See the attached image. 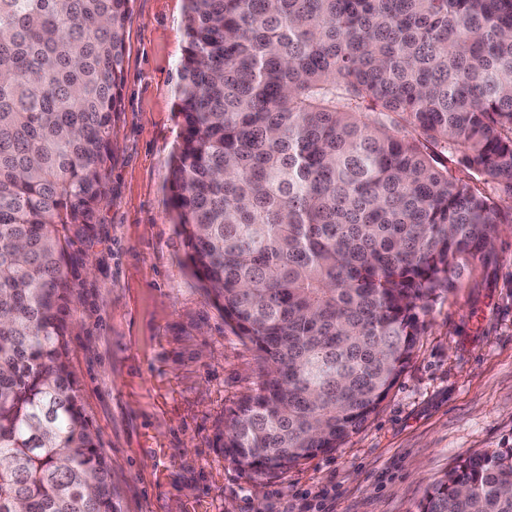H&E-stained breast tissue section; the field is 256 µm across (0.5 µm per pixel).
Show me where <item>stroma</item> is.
Here are the masks:
<instances>
[{
  "label": "stroma",
  "mask_w": 512,
  "mask_h": 512,
  "mask_svg": "<svg viewBox=\"0 0 512 512\" xmlns=\"http://www.w3.org/2000/svg\"><path fill=\"white\" fill-rule=\"evenodd\" d=\"M184 0H130L105 198L74 238L70 364L118 512H414L465 457L512 444V223L431 302L410 365L341 448L251 476L219 436L262 375L184 265L171 217Z\"/></svg>",
  "instance_id": "obj_1"
}]
</instances>
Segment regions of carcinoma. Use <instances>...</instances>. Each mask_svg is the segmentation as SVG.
<instances>
[{
	"label": "carcinoma",
	"instance_id": "1",
	"mask_svg": "<svg viewBox=\"0 0 512 512\" xmlns=\"http://www.w3.org/2000/svg\"><path fill=\"white\" fill-rule=\"evenodd\" d=\"M130 0H0V512H117L69 362L73 236L109 178ZM170 184L185 261L270 369L240 471L341 447L421 313L512 223V0H186ZM415 512H512V446Z\"/></svg>",
	"mask_w": 512,
	"mask_h": 512
}]
</instances>
